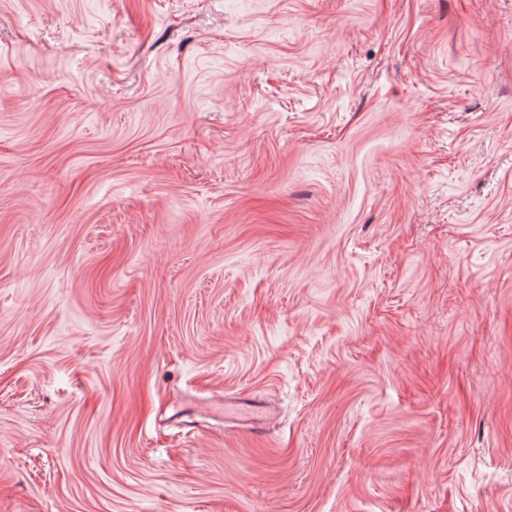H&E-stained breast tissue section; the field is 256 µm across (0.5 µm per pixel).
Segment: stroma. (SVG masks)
<instances>
[{
    "instance_id": "stroma-1",
    "label": "stroma",
    "mask_w": 512,
    "mask_h": 512,
    "mask_svg": "<svg viewBox=\"0 0 512 512\" xmlns=\"http://www.w3.org/2000/svg\"><path fill=\"white\" fill-rule=\"evenodd\" d=\"M0 512H512V0H0Z\"/></svg>"
}]
</instances>
